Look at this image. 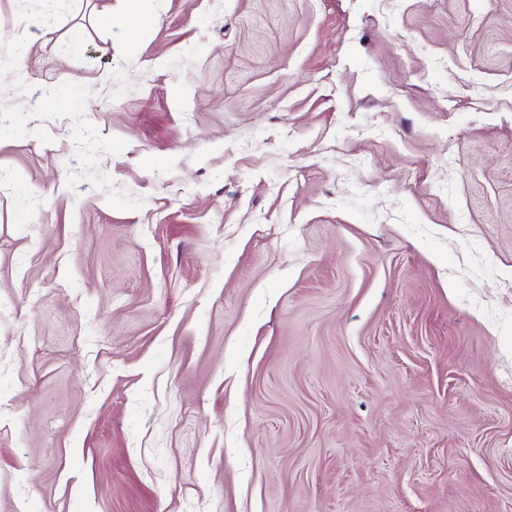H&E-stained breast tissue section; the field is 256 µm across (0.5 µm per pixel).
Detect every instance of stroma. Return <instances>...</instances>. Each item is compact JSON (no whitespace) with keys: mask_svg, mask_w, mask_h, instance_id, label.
Returning <instances> with one entry per match:
<instances>
[{"mask_svg":"<svg viewBox=\"0 0 512 512\" xmlns=\"http://www.w3.org/2000/svg\"><path fill=\"white\" fill-rule=\"evenodd\" d=\"M125 9L0 0V512H512V0Z\"/></svg>","mask_w":512,"mask_h":512,"instance_id":"obj_1","label":"stroma"}]
</instances>
